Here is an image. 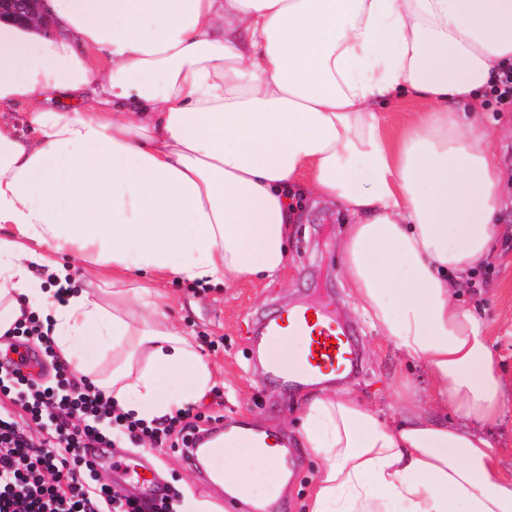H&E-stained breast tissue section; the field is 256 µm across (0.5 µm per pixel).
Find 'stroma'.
<instances>
[{
	"label": "stroma",
	"mask_w": 512,
	"mask_h": 512,
	"mask_svg": "<svg viewBox=\"0 0 512 512\" xmlns=\"http://www.w3.org/2000/svg\"><path fill=\"white\" fill-rule=\"evenodd\" d=\"M491 119V147L502 173L504 209L501 221L512 226V106L485 99ZM293 234L288 242V261L273 279L235 281L231 284L189 288L172 285L167 314L171 321L196 336L214 367V387L194 404L201 427L242 426L254 431L279 430L286 448L283 467L289 473L277 512H304L317 468L296 446V407L303 387L291 386L264 371L257 351L259 319L305 303H325L349 329L359 352L357 369L343 383L379 407L396 403L397 382L409 374L411 395L422 397L426 383L410 371L399 352L353 308L343 286L338 241L350 218L339 206L297 196ZM497 260L471 278L464 302L483 317L495 345L503 376L512 380V239L495 241ZM150 467L156 477L178 494L207 501L213 512H250L224 493L213 481L188 464L176 448L150 444L133 448L122 444L111 463L100 467L98 483L118 496L137 494L131 478L134 464Z\"/></svg>",
	"instance_id": "1"
}]
</instances>
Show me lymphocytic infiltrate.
<instances>
[{
  "mask_svg": "<svg viewBox=\"0 0 512 512\" xmlns=\"http://www.w3.org/2000/svg\"><path fill=\"white\" fill-rule=\"evenodd\" d=\"M0 393L15 394L27 417L0 411V512H177L178 499H120L97 484L85 447L147 440L168 444L173 430L189 436L199 426L190 412L144 423L117 412L112 400L87 379L59 370L54 384L40 385L23 362L0 351ZM45 428L33 441L31 426Z\"/></svg>",
  "mask_w": 512,
  "mask_h": 512,
  "instance_id": "lymphocytic-infiltrate-1",
  "label": "lymphocytic infiltrate"
}]
</instances>
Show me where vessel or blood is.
<instances>
[{"mask_svg": "<svg viewBox=\"0 0 512 512\" xmlns=\"http://www.w3.org/2000/svg\"><path fill=\"white\" fill-rule=\"evenodd\" d=\"M266 365L270 376L278 378H315L347 366L353 360V341L329 310L305 304L290 311L287 318L273 317L264 325ZM301 340L304 349L293 359H286L283 347L289 337ZM230 441L208 436L194 438L184 455L195 467L205 468L213 459L223 457Z\"/></svg>", "mask_w": 512, "mask_h": 512, "instance_id": "1", "label": "vessel or blood"}]
</instances>
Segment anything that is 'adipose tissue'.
<instances>
[{"label": "adipose tissue", "mask_w": 512, "mask_h": 512, "mask_svg": "<svg viewBox=\"0 0 512 512\" xmlns=\"http://www.w3.org/2000/svg\"><path fill=\"white\" fill-rule=\"evenodd\" d=\"M48 8L50 37L0 22V334L42 312L59 360L124 411L186 409L214 373L169 322L166 285L275 277L304 191L351 215L342 276L432 403L385 419L345 388L305 394L299 444L321 462L305 512H512L492 435L506 384L458 297L494 258L500 171L477 101L512 64V0ZM58 95L84 111L51 107ZM400 97L418 110L392 136ZM278 448L231 454L225 491L264 502Z\"/></svg>", "instance_id": "adipose-tissue-1"}]
</instances>
